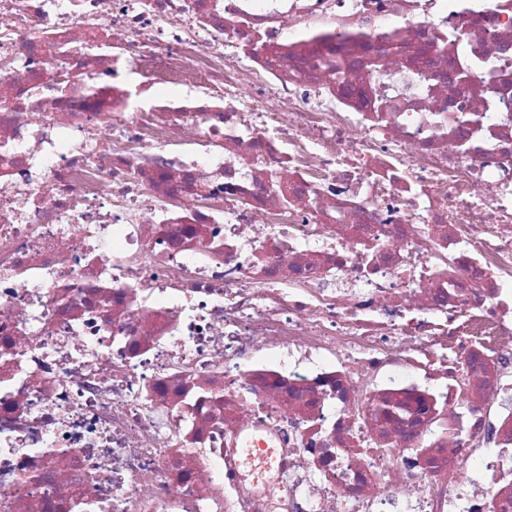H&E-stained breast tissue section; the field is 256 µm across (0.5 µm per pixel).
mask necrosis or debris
Instances as JSON below:
<instances>
[{
    "mask_svg": "<svg viewBox=\"0 0 512 512\" xmlns=\"http://www.w3.org/2000/svg\"><path fill=\"white\" fill-rule=\"evenodd\" d=\"M0 512H512V0H0Z\"/></svg>",
    "mask_w": 512,
    "mask_h": 512,
    "instance_id": "necrosis-or-debris-1",
    "label": "necrosis or debris"
}]
</instances>
